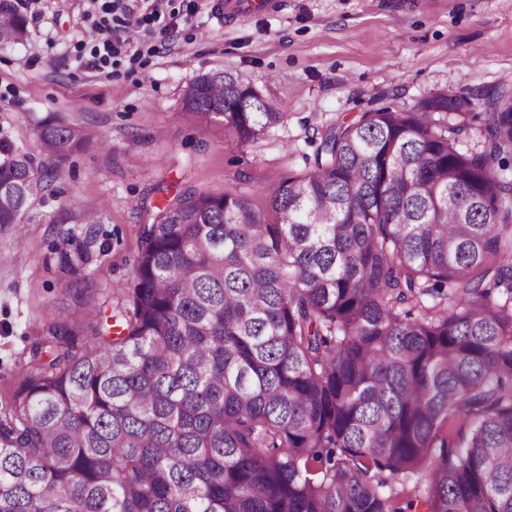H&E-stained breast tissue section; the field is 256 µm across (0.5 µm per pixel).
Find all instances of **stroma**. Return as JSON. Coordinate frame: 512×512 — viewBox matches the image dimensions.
Here are the masks:
<instances>
[{"instance_id": "35a3bbf8", "label": "stroma", "mask_w": 512, "mask_h": 512, "mask_svg": "<svg viewBox=\"0 0 512 512\" xmlns=\"http://www.w3.org/2000/svg\"><path fill=\"white\" fill-rule=\"evenodd\" d=\"M216 2L170 0L171 31L147 37L155 53L118 57L108 77L87 67L88 0H30L26 39L0 45V142L41 162L39 121L75 119L84 130L22 232L0 229V418L57 319L86 329L126 307L141 227L164 202L156 185L250 188L261 204L282 178L307 171L331 125L512 81V0H288L229 25ZM215 70L281 103L284 121L243 143L222 118L183 111L186 85ZM84 202L101 206V223H57ZM64 250L87 260L64 268Z\"/></svg>"}]
</instances>
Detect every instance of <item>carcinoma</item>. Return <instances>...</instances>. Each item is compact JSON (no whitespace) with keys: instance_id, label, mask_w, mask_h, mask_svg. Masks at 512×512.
<instances>
[{"instance_id":"obj_1","label":"carcinoma","mask_w":512,"mask_h":512,"mask_svg":"<svg viewBox=\"0 0 512 512\" xmlns=\"http://www.w3.org/2000/svg\"><path fill=\"white\" fill-rule=\"evenodd\" d=\"M26 31L0 0V43ZM181 103L243 142L285 116L224 71ZM37 133L49 160L83 140ZM1 150L18 228L56 169ZM156 210L117 332L77 345L58 321L35 348L0 420V512H512L511 84L336 124L261 206L187 189Z\"/></svg>"}]
</instances>
